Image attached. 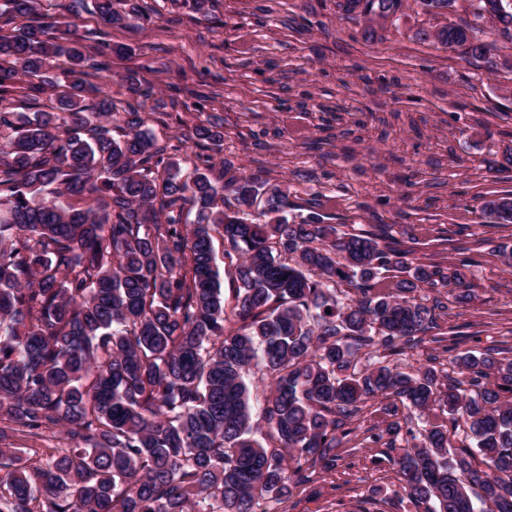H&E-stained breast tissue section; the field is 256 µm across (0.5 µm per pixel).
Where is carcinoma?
Listing matches in <instances>:
<instances>
[{"mask_svg":"<svg viewBox=\"0 0 512 512\" xmlns=\"http://www.w3.org/2000/svg\"><path fill=\"white\" fill-rule=\"evenodd\" d=\"M40 6L0 0V512H278L303 465L330 464L376 398L385 419L371 443L419 440L393 458L392 505L512 512V357L453 336L446 370L434 356L415 372L392 361L424 342L435 310L468 300L461 279L316 211L288 218V193L224 179L230 160L183 179L140 115L153 85L128 78L142 101L121 109L107 90L112 56L129 49L85 43L83 0ZM347 7L387 18L402 0ZM93 8L124 22L112 0ZM491 24L512 42V8ZM474 30L417 36L484 59ZM190 139L224 136L197 125ZM259 202L264 222L248 221ZM483 211L512 222V196ZM216 233L234 273L229 312ZM421 283L449 299L427 306ZM253 369L269 380L257 415ZM46 431L63 446L44 457L10 444Z\"/></svg>","mask_w":512,"mask_h":512,"instance_id":"carcinoma-1","label":"carcinoma"}]
</instances>
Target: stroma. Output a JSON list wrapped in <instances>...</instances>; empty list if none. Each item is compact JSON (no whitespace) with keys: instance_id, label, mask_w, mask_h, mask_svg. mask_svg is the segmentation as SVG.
Wrapping results in <instances>:
<instances>
[{"instance_id":"stroma-1","label":"stroma","mask_w":512,"mask_h":512,"mask_svg":"<svg viewBox=\"0 0 512 512\" xmlns=\"http://www.w3.org/2000/svg\"><path fill=\"white\" fill-rule=\"evenodd\" d=\"M343 2L114 0L120 12L139 5L140 17L108 28L85 10L80 32L92 41L105 30L132 47L112 60L114 98L131 100L121 77L133 73L175 101L146 119L184 177L230 160L288 189L302 212L321 204L326 222L348 232L387 225L417 263L461 273L470 301L437 313L429 339L401 364H426L448 336L478 353L510 350L512 268L499 252L512 249V224L482 206L512 193V43L484 24L483 61L417 37L462 23L461 4L433 17L403 0L395 15L371 20ZM202 122L220 126L222 148L188 140ZM382 419L379 403L364 405L334 466L316 468L280 512H382L381 490L398 482L393 450L367 441Z\"/></svg>"}]
</instances>
